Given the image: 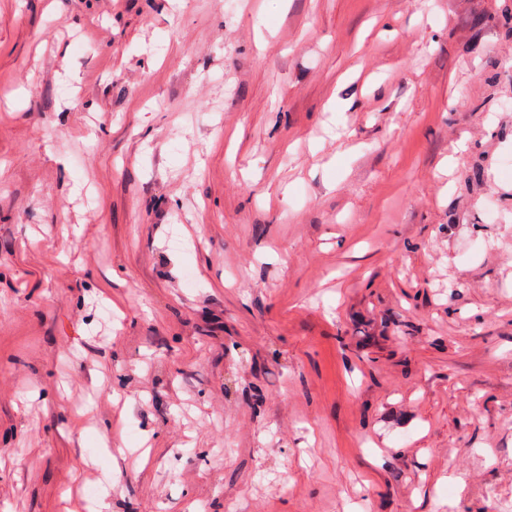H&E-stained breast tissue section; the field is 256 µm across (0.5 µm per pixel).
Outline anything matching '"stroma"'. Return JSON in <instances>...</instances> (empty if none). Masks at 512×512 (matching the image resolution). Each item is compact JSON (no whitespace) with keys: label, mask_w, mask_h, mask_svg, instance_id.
Returning <instances> with one entry per match:
<instances>
[{"label":"stroma","mask_w":512,"mask_h":512,"mask_svg":"<svg viewBox=\"0 0 512 512\" xmlns=\"http://www.w3.org/2000/svg\"><path fill=\"white\" fill-rule=\"evenodd\" d=\"M233 3L0 0V512L512 504V0Z\"/></svg>","instance_id":"obj_1"}]
</instances>
